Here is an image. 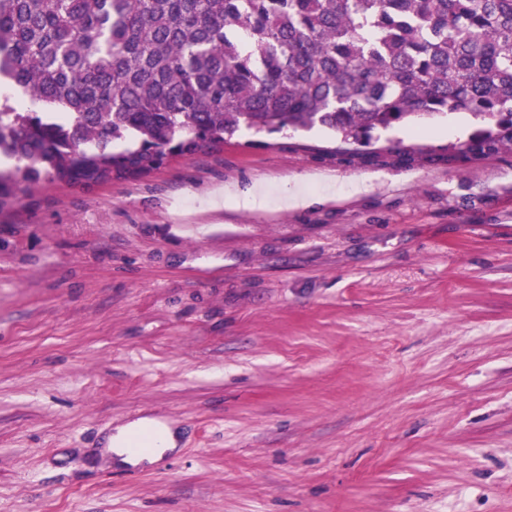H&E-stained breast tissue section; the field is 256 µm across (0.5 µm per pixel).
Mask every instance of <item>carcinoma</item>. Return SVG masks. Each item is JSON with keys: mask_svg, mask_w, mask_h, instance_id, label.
<instances>
[{"mask_svg": "<svg viewBox=\"0 0 512 512\" xmlns=\"http://www.w3.org/2000/svg\"><path fill=\"white\" fill-rule=\"evenodd\" d=\"M0 204L16 174L91 185L255 134L448 112L512 149V0H0Z\"/></svg>", "mask_w": 512, "mask_h": 512, "instance_id": "1", "label": "carcinoma"}]
</instances>
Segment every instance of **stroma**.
Listing matches in <instances>:
<instances>
[{"label": "stroma", "mask_w": 512, "mask_h": 512, "mask_svg": "<svg viewBox=\"0 0 512 512\" xmlns=\"http://www.w3.org/2000/svg\"><path fill=\"white\" fill-rule=\"evenodd\" d=\"M241 131L0 208V512H512V150ZM363 180L368 189L352 192ZM334 195L289 209L295 183ZM261 205L206 206L225 188ZM142 417L179 449L100 462Z\"/></svg>", "instance_id": "obj_1"}]
</instances>
